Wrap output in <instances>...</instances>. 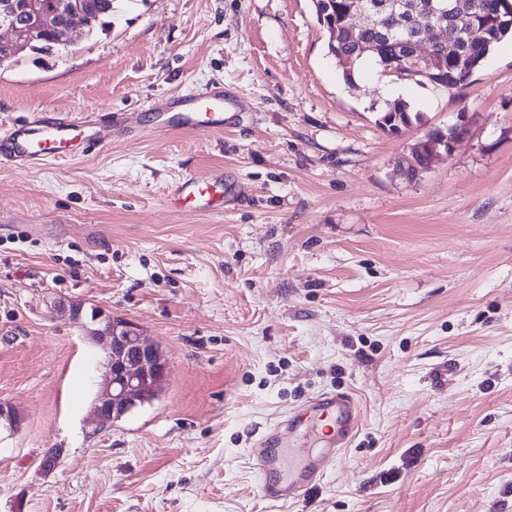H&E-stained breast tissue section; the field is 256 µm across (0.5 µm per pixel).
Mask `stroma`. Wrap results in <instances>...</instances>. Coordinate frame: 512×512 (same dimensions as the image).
Wrapping results in <instances>:
<instances>
[{"label":"stroma","instance_id":"35a3bbf8","mask_svg":"<svg viewBox=\"0 0 512 512\" xmlns=\"http://www.w3.org/2000/svg\"><path fill=\"white\" fill-rule=\"evenodd\" d=\"M224 86L218 131L121 135ZM402 100L420 120L376 119ZM468 113L452 155L396 173ZM88 116L98 142L0 156V512H512V39L465 86L368 65L345 82L312 0H116L111 26L0 66V136ZM202 169L224 210L169 203ZM159 345L157 399L94 430L105 371L72 305ZM346 391L358 430L305 499L272 504L255 439ZM63 454L42 468L47 449Z\"/></svg>","mask_w":512,"mask_h":512}]
</instances>
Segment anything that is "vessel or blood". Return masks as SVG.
Masks as SVG:
<instances>
[{
	"mask_svg": "<svg viewBox=\"0 0 512 512\" xmlns=\"http://www.w3.org/2000/svg\"><path fill=\"white\" fill-rule=\"evenodd\" d=\"M226 94L210 90L170 100L157 110L151 131L185 132L220 130L224 127ZM95 129L89 121L69 116L57 117L31 126H17L0 137V153L18 165L75 157L82 141ZM172 204L191 212H219L224 208L222 179L198 172L176 187ZM327 426L331 438L326 448L312 452L285 447L283 432H296L308 420ZM359 408L346 392H327L303 403L284 420L270 427L250 450V458L260 476V493L272 503L298 501L322 482L337 454L347 448L356 434Z\"/></svg>",
	"mask_w": 512,
	"mask_h": 512,
	"instance_id": "b4317fda",
	"label": "vessel or blood"
}]
</instances>
